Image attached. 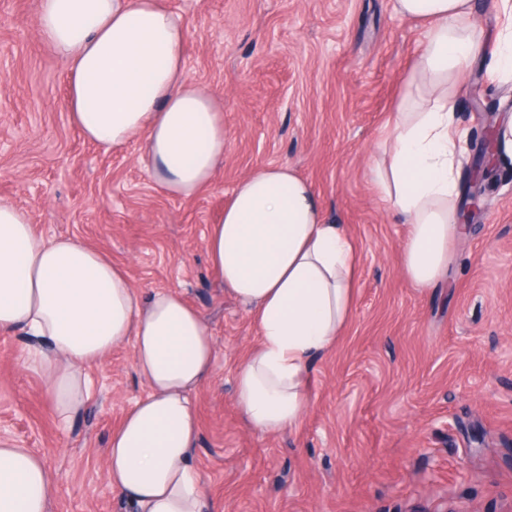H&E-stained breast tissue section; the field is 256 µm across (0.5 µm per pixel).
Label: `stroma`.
<instances>
[{
  "mask_svg": "<svg viewBox=\"0 0 512 512\" xmlns=\"http://www.w3.org/2000/svg\"><path fill=\"white\" fill-rule=\"evenodd\" d=\"M162 2L185 25L188 78L224 108L211 185L170 197L138 165V142H87L69 120L67 64L34 27L38 0H0V201L44 236L103 249L135 287L180 288L199 309L216 359L195 396L196 459L217 512H512V160L495 154L482 211L425 290L402 274L407 227L370 173L426 25L396 16L392 0ZM476 97L512 110L487 62L462 77L464 187L484 133ZM270 164L293 165L360 252L350 325L313 361L299 428L277 436L250 429L236 406L235 368L257 331L203 244L237 182ZM25 345L0 336V437L59 472L51 512H132L101 465L147 392L132 343L91 369L95 395L65 428L19 362Z\"/></svg>",
  "mask_w": 512,
  "mask_h": 512,
  "instance_id": "1",
  "label": "stroma"
}]
</instances>
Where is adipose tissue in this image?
<instances>
[{"label": "adipose tissue", "mask_w": 512, "mask_h": 512, "mask_svg": "<svg viewBox=\"0 0 512 512\" xmlns=\"http://www.w3.org/2000/svg\"><path fill=\"white\" fill-rule=\"evenodd\" d=\"M495 7L503 23L489 34L474 0H394L398 15L430 28L373 181L408 226L402 272L418 288L447 273L462 235L458 84L491 44L498 82L512 86V0ZM34 21L67 62L69 118L87 140L107 151L139 140V163L174 198L213 181L224 161V111L187 77L177 15L159 0H39ZM205 250L258 331L235 375L245 423L264 435L296 429L311 361L335 348L354 310L353 240L326 222L312 186L280 164L236 184ZM18 331L30 338L22 365L41 376L63 426L92 396L89 367L132 342L148 391L112 431L106 479L134 512H212L195 461L193 396L213 374L215 345L180 290L142 293L104 251L75 237L44 238L28 211L0 201V334ZM57 478L41 455L0 438V512H51Z\"/></svg>", "instance_id": "obj_1"}]
</instances>
